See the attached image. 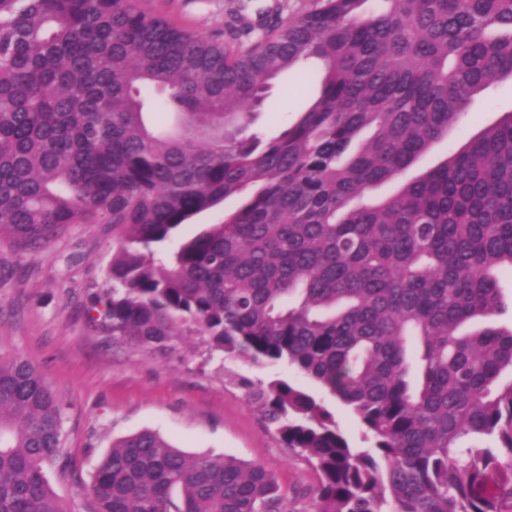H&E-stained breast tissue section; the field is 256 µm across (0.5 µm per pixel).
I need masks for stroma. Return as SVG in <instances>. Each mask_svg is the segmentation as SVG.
<instances>
[{
  "label": "stroma",
  "mask_w": 512,
  "mask_h": 512,
  "mask_svg": "<svg viewBox=\"0 0 512 512\" xmlns=\"http://www.w3.org/2000/svg\"><path fill=\"white\" fill-rule=\"evenodd\" d=\"M274 0H140L142 8L173 24L224 42L229 13L244 5L257 15ZM289 92L274 88L254 128L276 134L303 109L308 88L288 77ZM512 110V81L477 97L467 116L418 163L425 170ZM116 235L104 221L71 225L48 247L20 253L0 245V356L21 355L38 367L63 406L67 470L49 466L46 479L71 512H94L86 492L113 440L143 430L158 432L190 455L234 456L261 465L275 478L284 512H315L317 476L282 447L240 382L275 378L298 384L334 416L354 447L364 430L349 409L287 365L254 366L209 353L202 337H176L163 353L112 340L84 315L92 293L106 288Z\"/></svg>",
  "instance_id": "35a3bbf8"
}]
</instances>
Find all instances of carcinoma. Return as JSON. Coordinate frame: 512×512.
Segmentation results:
<instances>
[{"instance_id": "cac0c4a2", "label": "carcinoma", "mask_w": 512, "mask_h": 512, "mask_svg": "<svg viewBox=\"0 0 512 512\" xmlns=\"http://www.w3.org/2000/svg\"><path fill=\"white\" fill-rule=\"evenodd\" d=\"M230 29L216 43L138 0H0V242L36 252L102 217L119 241L86 315L112 339L162 352L195 333L340 400L369 447L301 386L245 383L314 467L317 512H512V328L493 323L512 270V111L373 195L512 81V0H317ZM308 66L300 118L249 132ZM52 464H68L62 405L25 357H0V512H72ZM87 491L95 512L281 502L263 468L151 431L112 442ZM236 201L234 199H228L224 203V207L221 206L218 209L207 211L203 213L201 216H199L195 221H193V224H186L182 231V236L186 235H192L198 230L201 229V224H216L218 223L223 215H224V208L230 209L235 207Z\"/></svg>"}]
</instances>
